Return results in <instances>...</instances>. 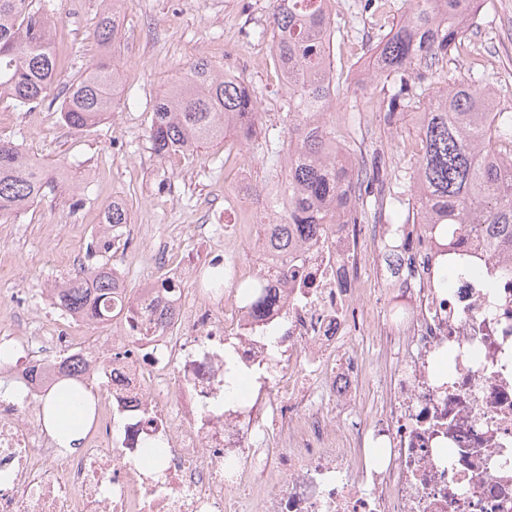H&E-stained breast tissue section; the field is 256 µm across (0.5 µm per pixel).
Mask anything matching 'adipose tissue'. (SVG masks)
<instances>
[{"label": "adipose tissue", "instance_id": "adipose-tissue-1", "mask_svg": "<svg viewBox=\"0 0 512 512\" xmlns=\"http://www.w3.org/2000/svg\"><path fill=\"white\" fill-rule=\"evenodd\" d=\"M95 402L91 394L74 399L58 388L41 402V423L61 454L68 455L83 447L92 426Z\"/></svg>", "mask_w": 512, "mask_h": 512}]
</instances>
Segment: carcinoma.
Segmentation results:
<instances>
[{
    "instance_id": "carcinoma-1",
    "label": "carcinoma",
    "mask_w": 512,
    "mask_h": 512,
    "mask_svg": "<svg viewBox=\"0 0 512 512\" xmlns=\"http://www.w3.org/2000/svg\"><path fill=\"white\" fill-rule=\"evenodd\" d=\"M481 0H408L407 9L372 47L380 61L375 76L391 79L383 98L385 122L414 98L423 97L417 127L419 152L406 223L438 224L443 235H472L491 254L512 252V111L497 108L488 88L448 77L444 62L470 40ZM330 0H275L270 38L273 65L288 73V142L262 131L260 102L238 79L224 77L205 58L188 63L152 109L149 139L154 152H176L225 141L259 146L272 177L288 192L273 247L283 251L307 224H363L367 198L382 195L384 169L368 171L349 150H336V130L325 120L336 101L339 79L331 55ZM53 0H0V100L33 108L57 82L53 53ZM103 45L119 40L115 18L101 13ZM121 71L109 57L90 62L68 88L63 122L74 129L98 126L116 105ZM57 169L33 163L20 145L0 139V218L18 217L57 186ZM130 223L124 203L103 211L88 256L99 262L55 287V305L88 321H136L132 311L112 310L117 285L108 253L112 230ZM66 389L82 391L79 364L63 366Z\"/></svg>"
}]
</instances>
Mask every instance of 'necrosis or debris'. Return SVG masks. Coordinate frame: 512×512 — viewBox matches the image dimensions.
<instances>
[{
  "mask_svg": "<svg viewBox=\"0 0 512 512\" xmlns=\"http://www.w3.org/2000/svg\"><path fill=\"white\" fill-rule=\"evenodd\" d=\"M264 199L240 170L223 248L139 291L148 332L0 330L25 392L0 399V512H512V260L432 224H313L281 252ZM205 269L223 290L186 298ZM69 360L100 396L61 458L36 410Z\"/></svg>",
  "mask_w": 512,
  "mask_h": 512,
  "instance_id": "4bbe7bcc",
  "label": "necrosis or debris"
}]
</instances>
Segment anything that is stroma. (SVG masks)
Wrapping results in <instances>:
<instances>
[{
	"label": "stroma",
	"instance_id": "obj_1",
	"mask_svg": "<svg viewBox=\"0 0 512 512\" xmlns=\"http://www.w3.org/2000/svg\"><path fill=\"white\" fill-rule=\"evenodd\" d=\"M274 0H118L114 7L121 39L102 49L97 22L102 0H56L54 49L59 85L77 80L92 58L108 54L124 74L119 104L95 128L67 127L58 103L28 109L0 101V139L18 143L39 163L60 169L59 184L20 217L0 220V253L12 265L0 279V319H25L31 331L60 323L46 314L47 288L70 278L86 263L90 228L103 206L123 201L135 224L153 227L152 238L130 237L132 263L127 285L142 287L147 269L142 252L164 248L170 259L204 254L224 241V227L237 223L225 210L234 164L247 165L256 185L269 184V163L257 146L234 138L198 149L194 155L157 157L149 140L151 108L170 80L190 61L205 57L235 69L261 98L265 128L287 132L288 91L271 60L262 31ZM407 0H331L334 66L349 75L372 44L403 14ZM478 34L451 60L449 74L500 90L512 107V0H482ZM383 81L345 83L327 122L335 126L355 158L365 165L382 160L388 169L412 172L420 108L411 104L394 125L382 112ZM205 232H197V225Z\"/></svg>",
	"mask_w": 512,
	"mask_h": 512
}]
</instances>
